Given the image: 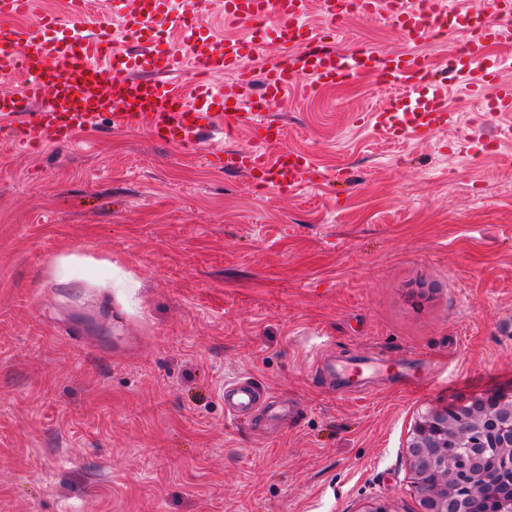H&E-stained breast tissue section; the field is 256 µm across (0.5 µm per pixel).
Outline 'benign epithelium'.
<instances>
[{
	"mask_svg": "<svg viewBox=\"0 0 512 512\" xmlns=\"http://www.w3.org/2000/svg\"><path fill=\"white\" fill-rule=\"evenodd\" d=\"M487 448L494 449L495 467L512 475V395L428 409L407 445L422 512H471V504L489 494Z\"/></svg>",
	"mask_w": 512,
	"mask_h": 512,
	"instance_id": "benign-epithelium-1",
	"label": "benign epithelium"
}]
</instances>
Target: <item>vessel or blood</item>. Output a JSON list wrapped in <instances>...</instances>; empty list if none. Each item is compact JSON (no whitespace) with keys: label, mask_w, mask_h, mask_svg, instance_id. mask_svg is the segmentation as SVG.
Instances as JSON below:
<instances>
[{"label":"vessel or blood","mask_w":512,"mask_h":512,"mask_svg":"<svg viewBox=\"0 0 512 512\" xmlns=\"http://www.w3.org/2000/svg\"><path fill=\"white\" fill-rule=\"evenodd\" d=\"M207 6V0H112L113 20L93 22L87 0H70L64 19L41 12L37 0H0L1 18L33 20L29 27L0 28V74L19 80L0 94V132L19 131L20 145L32 152L70 143L76 129L108 112L119 123L142 121L153 140L192 154L214 128L229 138L253 124L262 150L229 155L226 166L283 194L318 184L322 173L313 157L281 146L280 126L265 118L299 81L316 91L375 77L391 97L372 111L371 121L391 139H428L453 118L435 62L363 45L335 47L337 24L355 12L381 16L409 40L461 34L450 74L470 79L488 112H512V86L498 84L499 59L492 53L512 45V0H491L486 12L425 8L419 0H319L315 6L310 0H221L225 22L246 28L234 37L214 34ZM314 8L317 27L307 21ZM171 29L179 31L180 47L167 45ZM264 48L274 56L257 92L248 63ZM185 70L189 80H175ZM229 72L235 80L227 85L222 78ZM272 399L248 380L224 385V409L237 419L270 408Z\"/></svg>","instance_id":"1"}]
</instances>
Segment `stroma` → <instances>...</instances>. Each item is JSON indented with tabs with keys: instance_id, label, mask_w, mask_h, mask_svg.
Returning a JSON list of instances; mask_svg holds the SVG:
<instances>
[{
	"instance_id": "obj_1",
	"label": "stroma",
	"mask_w": 512,
	"mask_h": 512,
	"mask_svg": "<svg viewBox=\"0 0 512 512\" xmlns=\"http://www.w3.org/2000/svg\"><path fill=\"white\" fill-rule=\"evenodd\" d=\"M351 43L441 61L462 38L354 15ZM387 97L280 100L284 146L328 177L288 195L225 169L250 127L192 156L107 112L65 146L0 139V512H420L421 414L512 392V114L461 82L452 125L392 141L365 119ZM411 353L417 388L330 375ZM238 377L301 414L227 417Z\"/></svg>"
}]
</instances>
